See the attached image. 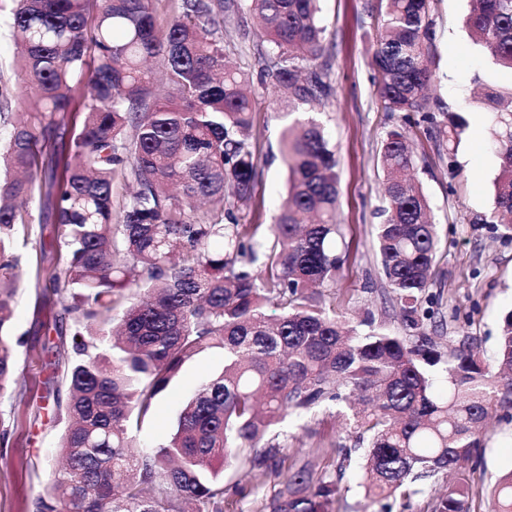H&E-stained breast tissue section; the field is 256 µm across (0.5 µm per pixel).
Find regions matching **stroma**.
<instances>
[{"label": "stroma", "mask_w": 512, "mask_h": 512, "mask_svg": "<svg viewBox=\"0 0 512 512\" xmlns=\"http://www.w3.org/2000/svg\"><path fill=\"white\" fill-rule=\"evenodd\" d=\"M10 0H0V87L8 88L12 109L34 96L22 77L6 18ZM435 20L430 47V97L441 102L434 128L419 126L410 135L417 161V178L431 207L439 248L433 282L427 292L431 316L422 330L435 340L434 349L448 356L462 337H474L484 356H491L503 316L512 310V240L503 238L491 222L494 180L500 172L493 147L496 116L478 98L475 77L494 81L487 56L465 27L470 0H432ZM319 18L325 29L324 55L329 58L332 94L317 118L336 149L339 177L337 221L344 226L342 248L349 254L342 275L326 298L337 316L347 318L372 311L392 330H400L391 290L382 277L373 244L380 221L383 173L377 157L396 115L383 111L371 66L373 38L382 23L379 0H321ZM257 21L250 0H238L227 25L224 43L252 82L256 120L252 139L260 178L255 194L260 208L241 209L239 223L269 224L286 193V175L278 144L286 122L302 111H277L279 96L271 82L260 78L261 61L269 50L254 36ZM462 123L459 138L439 136L450 118ZM36 244L26 250L23 283L13 324L18 394L0 399V421L9 432L0 447V512H36V502L52 479V463L61 428L53 420L51 394L58 385L54 361L61 324L59 297L48 280L36 277L40 268L56 262V226L33 227ZM224 367V353L207 351L188 361L179 376L156 401L153 422L137 436L138 449L153 447L174 432L183 402L205 378ZM354 444V429L341 415L316 410L289 418L279 437L286 460H311L323 471V438ZM512 471V422L493 420L477 469L466 472L471 512H486V489ZM286 468L264 472L228 470L224 473V512H253L258 498L279 493Z\"/></svg>", "instance_id": "1"}]
</instances>
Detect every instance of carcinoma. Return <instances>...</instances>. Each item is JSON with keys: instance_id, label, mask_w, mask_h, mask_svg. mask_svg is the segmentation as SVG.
Here are the masks:
<instances>
[{"instance_id": "1", "label": "carcinoma", "mask_w": 512, "mask_h": 512, "mask_svg": "<svg viewBox=\"0 0 512 512\" xmlns=\"http://www.w3.org/2000/svg\"><path fill=\"white\" fill-rule=\"evenodd\" d=\"M257 39L273 47L261 79L293 111L332 93L318 0H250ZM465 26L492 66L512 74V0H473ZM236 0H179L157 24L153 0H12L19 65L37 90L22 112H1L0 396L15 383L18 241L28 244L35 197L57 225L47 273L68 322L56 371L62 467L38 512H222L223 471L266 470L260 442L290 414L350 412L363 446L367 495L426 498L424 512H470L469 485L427 488L477 468L492 416L512 419V311L493 355L464 337L439 376L429 336L388 330L326 308L348 256L339 252L336 154L313 117L284 128L287 194L272 224H239L257 178L250 78L226 53ZM431 0H386L372 53L379 101L399 124L379 153L383 220L375 238L404 329L427 314L436 225L408 137L410 114L433 120L426 90ZM501 112L494 212L512 215V85L484 92ZM121 180L130 191L113 199ZM224 350V369L183 406L175 432L133 455L157 398L183 365ZM334 470L288 467L285 489L255 512H334L352 449L328 443ZM492 512H512V474Z\"/></svg>"}]
</instances>
